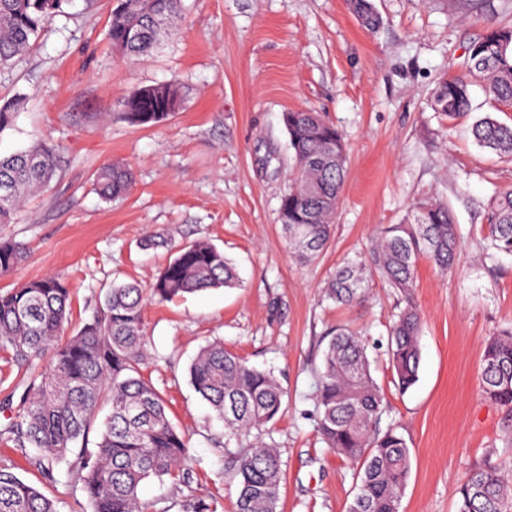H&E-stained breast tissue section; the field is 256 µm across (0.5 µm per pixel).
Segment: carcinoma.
I'll list each match as a JSON object with an SVG mask.
<instances>
[{"instance_id":"cac0c4a2","label":"carcinoma","mask_w":512,"mask_h":512,"mask_svg":"<svg viewBox=\"0 0 512 512\" xmlns=\"http://www.w3.org/2000/svg\"><path fill=\"white\" fill-rule=\"evenodd\" d=\"M72 0H0V65L30 50L50 20ZM363 26L380 19L370 0H351ZM181 17V0H125L110 15L112 46L126 59L150 54L172 34ZM466 69L481 78L503 104H512V27H493L468 47ZM127 102L137 112L124 117L139 126H156L179 110L174 86L158 82L136 90ZM435 111L454 120L469 111V83L445 78L433 93ZM294 167L279 220L293 256L311 262L326 249L346 174L342 134L319 113L296 110L283 115ZM477 143L512 155V125L491 115L472 126ZM60 154L38 142L25 150L0 154V224H12L23 198L53 178ZM133 173L124 164L100 168L95 189L105 199L125 196ZM488 234L493 247L512 254V191L495 199ZM459 248L448 204L418 205L412 219L388 225L371 247L369 259L336 268L327 292L351 306L364 297L372 274L389 287L411 294L419 258L440 270L452 268ZM26 257L24 248L0 241V276ZM239 285L233 262L208 241L178 247L149 288L114 284L77 333L65 335L71 288L49 274L0 292V357L25 372L18 409L0 430L15 452L36 465L61 467L65 485L81 492L92 512H145L140 492L152 478L187 483L183 466L189 441L169 418L162 394L141 371L147 346L143 309L147 302H168L185 294ZM421 314L409 303L390 328L389 366L393 383L406 392L419 379ZM190 383L231 441L261 431L286 410L287 390L276 375L248 365L215 340L202 346L189 367ZM480 386L485 398L512 413V330L484 346ZM384 392L371 373L361 336L345 326L332 332L317 374L315 411L321 439L338 457L359 468L348 512H399L410 473V449L394 427L381 430ZM98 428L95 449L89 433ZM79 452H74V449ZM237 481L236 512H278L282 468L276 448L256 445L233 452ZM457 512H512V472L486 464L471 469L456 491ZM180 512H218L213 497L187 495ZM0 512H59L58 502L0 466Z\"/></svg>"}]
</instances>
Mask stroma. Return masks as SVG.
Returning a JSON list of instances; mask_svg holds the SVG:
<instances>
[{
    "mask_svg": "<svg viewBox=\"0 0 512 512\" xmlns=\"http://www.w3.org/2000/svg\"><path fill=\"white\" fill-rule=\"evenodd\" d=\"M372 2L381 24L369 31L347 0H182L174 34L149 57L128 60L108 35L117 0H73L32 50L0 67V103H18L0 153L41 140L62 157L50 186L14 223L0 224V239L28 252L0 277L1 290L64 275L73 334L107 288L149 286L178 246L210 241L237 267L238 287L144 307L142 371L191 445L190 487L148 482V512H167L190 490L216 496L218 512L235 508L224 425L188 377L196 353L216 339L288 390L285 413L261 434L281 457L280 512H347L353 498L357 471L325 447L313 418L322 351L339 324L366 339L389 405L382 422L410 449L399 512H456L467 472L512 466V415L479 383L485 341L512 328V255L491 248L486 227L495 197L512 189V157L479 147L470 132L488 114L512 124V105L469 77L468 114L451 121L431 107L440 79L468 77V46L487 28L512 25V0ZM161 81L176 87L180 111L159 126L128 124L123 101ZM301 109L333 122L347 154L329 245L307 264L290 255L278 218L293 167L282 115ZM113 161L132 169L133 187L105 201L94 174ZM431 200L452 210L460 245L452 271L417 262L421 365L402 394L390 382L387 332L406 298L375 278L363 302L342 307L324 288L384 227ZM149 237L155 246L143 248ZM10 457L15 474L57 498L60 512H90L63 473L45 477L0 438V462Z\"/></svg>",
    "mask_w": 512,
    "mask_h": 512,
    "instance_id": "1",
    "label": "stroma"
}]
</instances>
